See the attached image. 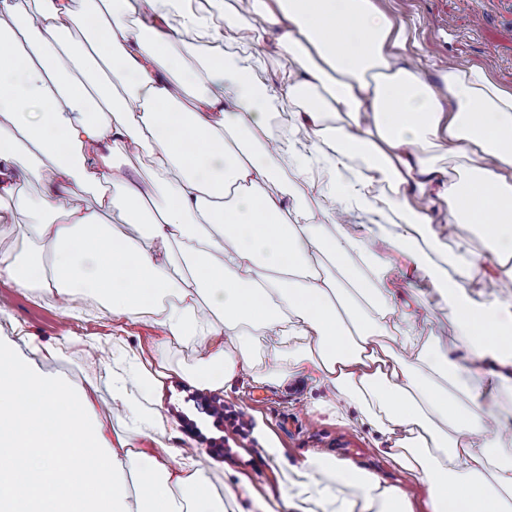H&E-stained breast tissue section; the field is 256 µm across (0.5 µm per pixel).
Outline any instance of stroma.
I'll use <instances>...</instances> for the list:
<instances>
[{
  "label": "stroma",
  "mask_w": 512,
  "mask_h": 512,
  "mask_svg": "<svg viewBox=\"0 0 512 512\" xmlns=\"http://www.w3.org/2000/svg\"><path fill=\"white\" fill-rule=\"evenodd\" d=\"M378 4L407 28L415 42L410 53L420 59L428 79H435L451 65L480 66L512 89V0H378ZM278 32L277 26L257 16L250 26L225 33L224 44L245 52L264 46L266 77L277 87L284 77L275 47ZM391 261L396 305L414 304L415 348L434 343L458 351L460 340L447 309L438 306L428 288L410 286L402 257L392 256ZM162 334L156 318L149 315L119 321L102 311L70 318L41 286L21 290L10 279L0 277V337H34L41 346L33 356L35 363L44 373L64 378L76 391L89 395L92 422L123 432L130 448L166 459L171 448L185 446L192 437L190 416L198 389L187 376L199 370L200 363L191 344L157 350ZM117 335L141 352L143 360L164 359L168 367L165 386L177 396L176 401H165L164 412L176 422L178 437L154 440L113 419L109 379L116 364L94 345ZM77 337L82 340L78 346L73 343ZM271 351L268 345L255 349L251 374L237 379L222 397L224 445L230 448V455L213 457L201 443L193 448L200 468L224 500V512H234L240 494L238 483L243 479L255 496L266 500L278 497L282 475L266 453L270 446L279 448L291 464L309 456L331 454L375 471L388 482H408V475L394 469L381 454L376 446L378 434L361 422L353 407H337L329 390L314 388L308 377L284 384L272 379Z\"/></svg>",
  "instance_id": "35a3bbf8"
}]
</instances>
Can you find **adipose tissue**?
Instances as JSON below:
<instances>
[{"label":"adipose tissue","instance_id":"obj_1","mask_svg":"<svg viewBox=\"0 0 512 512\" xmlns=\"http://www.w3.org/2000/svg\"><path fill=\"white\" fill-rule=\"evenodd\" d=\"M85 3L0 0V201L21 211L34 250L1 253L0 274L20 289L43 284L73 317L84 289L113 318L157 315L164 348L205 338L190 379L213 390L250 373L252 348L272 342L279 382L308 375L354 407L422 486L428 512H512V458L490 455L512 446L494 401L512 389V91L471 66L429 82L376 0H240L225 12L228 28L255 15L279 26V89L258 52L208 47L212 19L186 0ZM272 109L286 128L276 138ZM133 152L149 162L145 180L127 175ZM47 162L53 180L25 194L21 181ZM285 165L305 176V194L268 192ZM91 191L141 232L73 205ZM465 224L483 251L460 237ZM175 243L189 269L179 279ZM392 252L447 306L460 354L436 346L411 359L384 344L414 336L389 290ZM475 281L489 292L473 297ZM472 373L491 387L464 403L434 381ZM164 378L135 364L132 378L113 377L112 404L175 438L159 410ZM91 408L0 341V512H136L133 475L137 512H224L193 456L173 469L133 451ZM328 467L353 498L320 480ZM283 474L286 512H413L405 486L349 461L309 457Z\"/></svg>","mask_w":512,"mask_h":512}]
</instances>
